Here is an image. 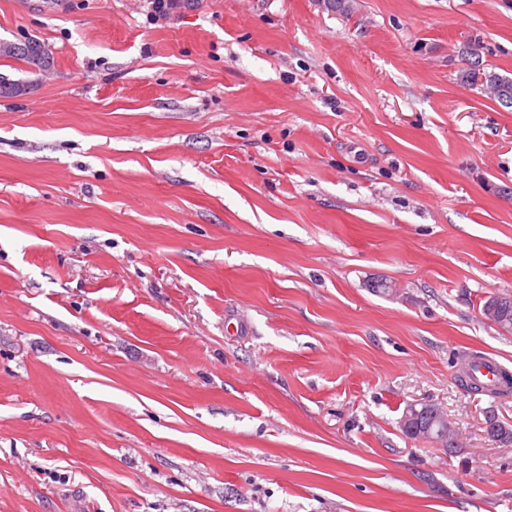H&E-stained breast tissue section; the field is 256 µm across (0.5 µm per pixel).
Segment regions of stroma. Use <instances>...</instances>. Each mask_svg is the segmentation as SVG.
<instances>
[{
  "mask_svg": "<svg viewBox=\"0 0 512 512\" xmlns=\"http://www.w3.org/2000/svg\"><path fill=\"white\" fill-rule=\"evenodd\" d=\"M27 41L0 512H512V393L458 380L512 370V109L469 77L512 79V0H0ZM10 56H21L28 64L35 68L46 67L49 63L48 53L37 42L31 41L22 46H13V51ZM483 316L502 331L512 333V296H491L483 304ZM479 362L481 364L475 372L476 377L480 380L481 383H483L484 386L489 387V388H495L494 390H489L488 388L482 386L483 389H485L487 392H489L491 394H504V393L511 391V389H512L511 375H510V379H509V386L507 388H505V389L503 388L502 390H500V388H496L498 386L500 374L504 370H508L507 368H505L502 364H500L495 359H492L489 357L481 358L479 360ZM427 405H423L421 410H427L430 411L431 416L433 419L436 418L437 421L441 422L445 427L448 428L447 432L445 433L442 440H439L436 436L438 429L435 428L433 431H431V424H425L424 426L420 425L419 429H413L416 431V434L414 436L416 437V440H431L436 442L441 448H443L445 451H448V447H454L457 448L458 444V433L455 428V426L448 421L447 416L444 414V412L437 406H430L425 407ZM436 423V425L440 428V423ZM438 435V434H437Z\"/></svg>",
  "mask_w": 512,
  "mask_h": 512,
  "instance_id": "1",
  "label": "stroma"
}]
</instances>
